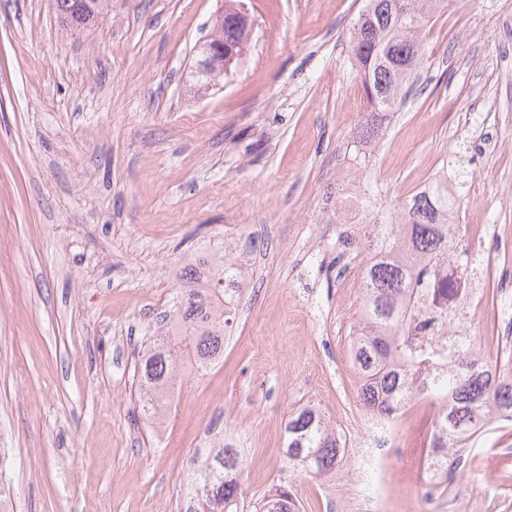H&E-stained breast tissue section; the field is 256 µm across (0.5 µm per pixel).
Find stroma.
<instances>
[{"instance_id": "1", "label": "stroma", "mask_w": 512, "mask_h": 512, "mask_svg": "<svg viewBox=\"0 0 512 512\" xmlns=\"http://www.w3.org/2000/svg\"><path fill=\"white\" fill-rule=\"evenodd\" d=\"M249 50L223 88L199 90L193 48L219 0H110L61 27L49 0H0V448L14 512H186L188 474L216 428L245 446L242 490L280 484L284 425L315 404L360 412L349 363L356 289L341 275L336 193L358 182L371 221L433 165L476 184L460 214L469 287L499 295L512 257V0H450L426 30L409 97L370 153L349 53L362 0H245ZM257 259L224 360L185 373L167 420L141 416L134 369L165 322L172 272L200 239ZM402 437L383 512H444L417 497L422 419ZM487 477L460 512H512V427L470 452ZM303 512L352 503L294 476Z\"/></svg>"}]
</instances>
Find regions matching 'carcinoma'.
<instances>
[{
	"label": "carcinoma",
	"mask_w": 512,
	"mask_h": 512,
	"mask_svg": "<svg viewBox=\"0 0 512 512\" xmlns=\"http://www.w3.org/2000/svg\"><path fill=\"white\" fill-rule=\"evenodd\" d=\"M106 0H53L65 29L94 26ZM238 0L224 6V45L241 57L249 31L238 20ZM448 0H364L349 40L350 55L361 79L366 110L357 124L360 143L370 145L399 104L401 89L425 55L426 28ZM463 197L436 181L397 205L389 224L368 229L367 246L376 260L358 281L359 318L351 360L360 378L357 399L369 414L392 416L416 392L444 397L439 437L428 442V455L445 464L468 460L467 442L488 421L512 425V344L487 351L466 332L448 357L457 365L442 370L435 349L422 337L419 321L425 284L439 261L455 256L458 216ZM241 264L224 259V243L201 241L175 272L170 326L153 338L135 367L141 408L160 422L157 399L184 360L203 371L224 358L241 289ZM346 439L336 426L308 405L295 411L284 431L282 455L288 467L319 483L336 476L346 460ZM244 453L233 442L211 450L188 483L189 512H300L292 486L281 483L269 495L245 505L241 490Z\"/></svg>",
	"instance_id": "1"
}]
</instances>
